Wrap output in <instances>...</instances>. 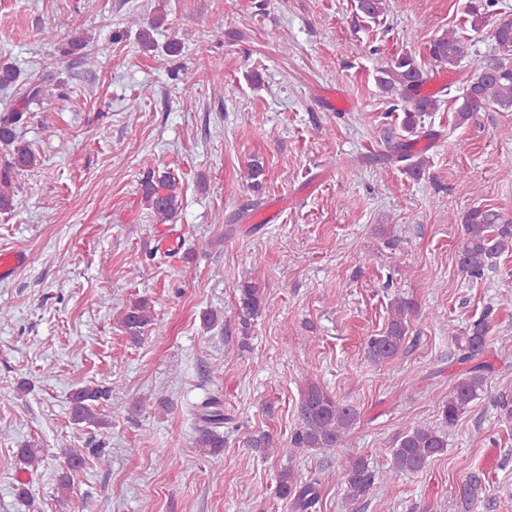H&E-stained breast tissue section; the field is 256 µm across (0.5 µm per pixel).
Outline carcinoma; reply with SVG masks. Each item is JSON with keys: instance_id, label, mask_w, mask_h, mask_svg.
<instances>
[{"instance_id": "carcinoma-1", "label": "carcinoma", "mask_w": 512, "mask_h": 512, "mask_svg": "<svg viewBox=\"0 0 512 512\" xmlns=\"http://www.w3.org/2000/svg\"><path fill=\"white\" fill-rule=\"evenodd\" d=\"M496 0H467L466 11L472 26L490 27L493 40L502 49V55L477 68V73L467 85L463 102L457 108L458 124H463L481 111L490 108H512V17H493L492 7ZM430 57L438 64H457L468 55V44L457 31L450 30L437 37L430 45ZM20 81V73L9 63L0 62V87L9 88ZM378 88L391 96H404L429 81L428 73L408 54L396 56L375 76ZM411 109L406 111L405 129L416 128L414 114L436 108L437 100L431 94L409 98ZM26 120V112L15 109L0 116V151L8 159L0 166V212H9L14 206L13 178L20 172L37 165V156L19 138V129ZM396 161L407 162L405 170L412 177L420 178L424 166L421 160L412 162L411 145L401 143L395 147ZM142 198L155 220L161 224L173 220L181 206L179 181L174 174L146 165L141 181ZM463 235L458 244L457 257L461 272L473 280L482 278L485 270L504 253L512 254V221L504 214L488 207L470 209L462 220ZM262 306L261 289L247 284L239 289L241 324L246 328L250 320L258 317ZM415 303L398 298L391 305V314L384 332L370 336L366 341V354L376 362L398 356L408 334V316L415 312ZM153 325L147 300H137L126 307L122 326L134 342L142 339ZM490 313L473 321L460 336H451L462 362H476L454 384L441 407V421L446 428L457 425L468 406L481 396L486 387L484 371L490 369L481 360L489 347ZM112 389L100 390L80 387L70 396L72 419L77 424L101 426L105 421L98 417L94 402L109 396ZM359 412L350 404L335 396L315 382L306 384L298 407V428L294 432L289 453L310 449L339 446L356 424ZM200 425L195 437V447L216 458L224 448L223 403L212 398L204 402L198 411ZM446 433L426 422H416L398 439L391 450L390 469L373 470L367 459L353 456L341 468L331 473L330 479L344 485L348 496L357 500L365 495L378 480H391L401 474H418L436 456L446 451ZM65 469L59 477L60 497L69 500L72 472L84 464L80 448L64 449ZM276 492L286 501L289 512H309L319 499L318 483L298 484L291 467L283 468L276 480ZM486 492L485 477L470 474L459 489L461 504L470 509L482 501Z\"/></svg>"}]
</instances>
